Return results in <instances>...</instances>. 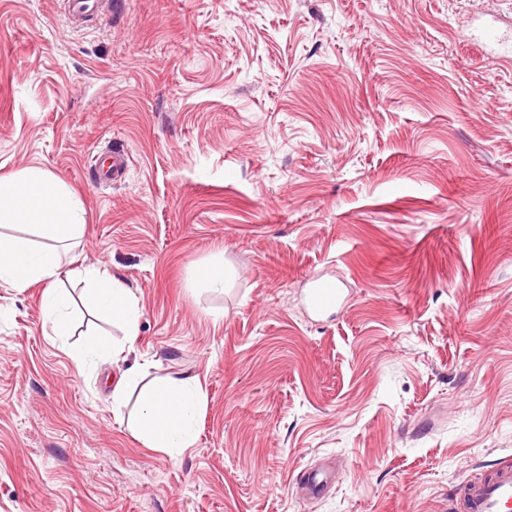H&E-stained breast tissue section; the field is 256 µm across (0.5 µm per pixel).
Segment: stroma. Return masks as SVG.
Instances as JSON below:
<instances>
[{
  "mask_svg": "<svg viewBox=\"0 0 512 512\" xmlns=\"http://www.w3.org/2000/svg\"><path fill=\"white\" fill-rule=\"evenodd\" d=\"M496 23L503 46L486 47ZM129 152L122 180L92 161ZM86 207L135 293L129 388L198 377L194 445L112 409L119 324L0 283V512H450L512 460V0H0V177ZM224 267L207 288L197 265ZM345 291L310 318L309 280ZM329 468L320 495L297 493ZM119 2L103 0H67L68 13L75 21H79L90 14L100 13L105 9L115 10ZM124 350V345L117 344L113 339L105 335H98L88 340L82 346L71 349L70 356L77 368L80 369L88 363L106 361L110 358L114 360V358L124 353ZM331 481V474L325 469L302 471L296 478V483L302 485L305 495H314L323 490Z\"/></svg>",
  "mask_w": 512,
  "mask_h": 512,
  "instance_id": "35a3bbf8",
  "label": "stroma"
}]
</instances>
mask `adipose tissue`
<instances>
[{
    "instance_id": "ef3b65f1",
    "label": "adipose tissue",
    "mask_w": 512,
    "mask_h": 512,
    "mask_svg": "<svg viewBox=\"0 0 512 512\" xmlns=\"http://www.w3.org/2000/svg\"><path fill=\"white\" fill-rule=\"evenodd\" d=\"M84 205L51 172L27 167L0 178V282L22 291L43 285V306L53 335L69 332V303L60 291L77 278L85 299L101 314L119 319L127 341L138 333L140 309L133 291L102 266L67 268L61 243L82 237ZM203 404L197 379H172L143 387L138 395L144 445L175 454L191 447Z\"/></svg>"
}]
</instances>
